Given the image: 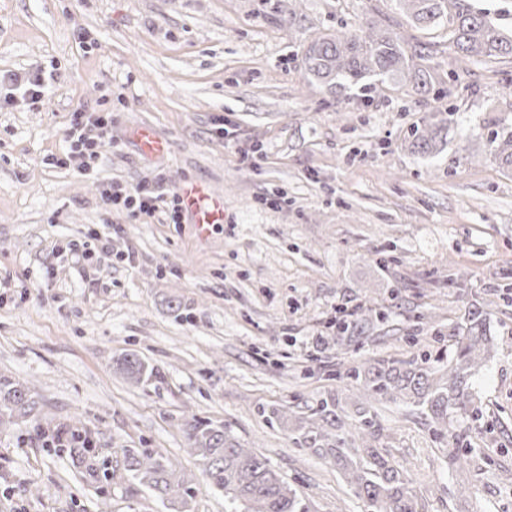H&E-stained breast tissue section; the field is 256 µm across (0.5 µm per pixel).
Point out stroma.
Returning <instances> with one entry per match:
<instances>
[{
    "label": "stroma",
    "instance_id": "obj_1",
    "mask_svg": "<svg viewBox=\"0 0 512 512\" xmlns=\"http://www.w3.org/2000/svg\"><path fill=\"white\" fill-rule=\"evenodd\" d=\"M292 9L302 24L288 26ZM371 17L431 44L436 74L457 71L443 100L398 77L364 105L304 78V44ZM37 71L51 77L44 102L0 108V372L39 395L44 428L79 422L114 473L104 489L80 482L75 460L33 425L8 427L0 512H165L124 471L128 448L172 461L189 480V512H224L185 451L192 416L263 454L311 512H366L334 465L266 412L294 416L330 392L353 412L350 371L446 347L471 294L497 305L494 346L470 379L479 418L454 424L468 460L449 463L401 401L378 405L375 444L426 512H512V174L492 143L512 127L511 57L457 60L447 30L419 27L397 0H0V76ZM102 103L112 145L97 173L47 165L71 112ZM443 107L441 152H414L412 132ZM143 126L169 152H140ZM186 181L224 199L208 235L102 198L108 182ZM104 232L114 252L92 265L56 249H97ZM339 305L389 320L314 350ZM129 352L159 377L129 381L117 368Z\"/></svg>",
    "mask_w": 512,
    "mask_h": 512
}]
</instances>
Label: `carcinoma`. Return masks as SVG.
Masks as SVG:
<instances>
[{"instance_id": "carcinoma-1", "label": "carcinoma", "mask_w": 512, "mask_h": 512, "mask_svg": "<svg viewBox=\"0 0 512 512\" xmlns=\"http://www.w3.org/2000/svg\"><path fill=\"white\" fill-rule=\"evenodd\" d=\"M422 27H447L448 40L464 59L512 57V29L501 28L471 9L465 0H398ZM432 54L423 43L411 44L388 28L372 21L367 29H347L320 35L302 52L307 77L334 89L352 87L374 93L378 86L404 73L412 90L438 100L446 82L457 80L453 70L447 78L436 77L429 60ZM448 111L432 115L429 125L413 133L411 144L423 153L437 149V140L448 137ZM494 155L512 170V130L494 139ZM494 301L475 297L449 334L448 350L424 352L409 360L382 359L366 370L356 369L350 378L364 402L356 407V420L342 417L339 398L329 393L308 412L295 418L297 443L343 471L354 494L364 500L369 512H420L422 505L410 486L403 466L373 445L376 405L383 401L411 402L428 425L452 441L455 417L473 407L470 376L490 352L487 319ZM377 311L347 316L339 314L333 328L336 341L357 342L375 320ZM121 370L139 384L157 374L155 367L138 354L129 353ZM39 401L27 384L0 374V427L18 420L36 418ZM186 451L201 461L213 485L224 492L225 512H310L308 500L287 485L260 454L240 447L224 426L191 416L184 422ZM83 472L97 477V461L91 440L82 428L70 424L61 435ZM124 470L154 499L170 507L185 502L189 495L185 476L173 468L169 458L147 448H130L124 454Z\"/></svg>"}]
</instances>
